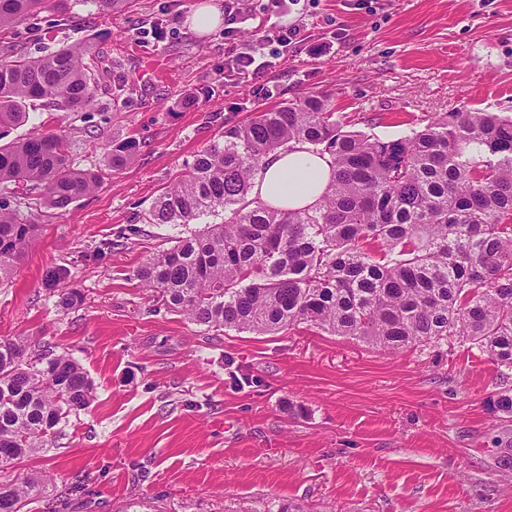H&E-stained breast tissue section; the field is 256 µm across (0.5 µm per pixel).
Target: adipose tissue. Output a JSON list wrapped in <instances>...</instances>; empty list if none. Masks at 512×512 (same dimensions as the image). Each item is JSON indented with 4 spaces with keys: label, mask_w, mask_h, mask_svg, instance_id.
Returning a JSON list of instances; mask_svg holds the SVG:
<instances>
[{
    "label": "adipose tissue",
    "mask_w": 512,
    "mask_h": 512,
    "mask_svg": "<svg viewBox=\"0 0 512 512\" xmlns=\"http://www.w3.org/2000/svg\"><path fill=\"white\" fill-rule=\"evenodd\" d=\"M333 176L329 155L316 154L308 145L296 143L268 160L252 193L283 210L305 209L319 202Z\"/></svg>",
    "instance_id": "ef3b65f1"
}]
</instances>
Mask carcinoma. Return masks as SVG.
<instances>
[{"label":"carcinoma","mask_w":512,"mask_h":512,"mask_svg":"<svg viewBox=\"0 0 512 512\" xmlns=\"http://www.w3.org/2000/svg\"><path fill=\"white\" fill-rule=\"evenodd\" d=\"M46 0H0V32ZM86 43L43 58L0 59V188L24 210L0 207V283L46 221L101 183L72 166L65 131L10 137L39 101L80 112L97 78ZM293 143L329 154L334 179L316 206L272 207L250 194L269 157ZM136 143L114 144L118 170ZM213 216L135 271L153 307L206 329L275 335L307 324L389 352L468 341L512 368V117L450 112L393 141L345 131L319 94L284 102L193 157L156 198L145 223L180 226ZM64 266L44 285L67 312L83 303ZM94 384L50 341L0 339V471L49 447L66 418L88 410ZM512 413V389L487 399ZM44 494L37 478L0 483V512H22Z\"/></svg>","instance_id":"1"}]
</instances>
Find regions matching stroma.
<instances>
[{
  "label": "stroma",
  "instance_id": "obj_1",
  "mask_svg": "<svg viewBox=\"0 0 512 512\" xmlns=\"http://www.w3.org/2000/svg\"><path fill=\"white\" fill-rule=\"evenodd\" d=\"M93 0L47 6L0 33L38 58L89 43L110 68L81 112L31 107L27 125L65 130L78 169L105 147L133 160L48 222L0 285V338H46L96 388L58 447L0 471L45 480L28 512H512V414L490 411L512 370L455 342L391 354L299 325L275 336L205 330L151 313L135 270L169 227L142 216L225 126L308 94L326 95L344 130L392 141L448 112L512 116V0H290L302 41L269 43L250 82L224 76L228 42L275 30L271 0H241L223 27L194 30L204 2ZM130 92L117 94L116 80ZM126 232V246L103 243ZM63 265L84 296L68 312L43 285ZM81 493L70 494L77 476Z\"/></svg>",
  "mask_w": 512,
  "mask_h": 512
}]
</instances>
